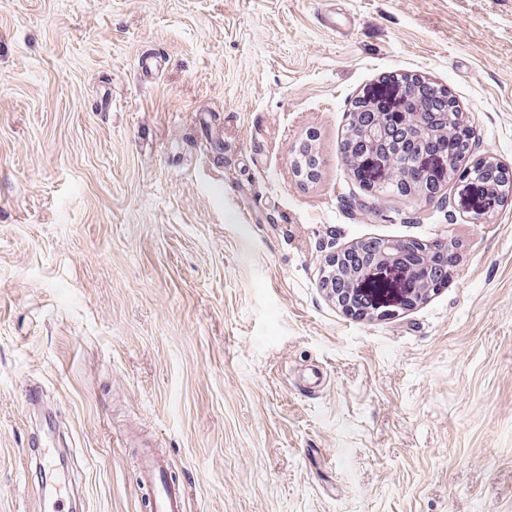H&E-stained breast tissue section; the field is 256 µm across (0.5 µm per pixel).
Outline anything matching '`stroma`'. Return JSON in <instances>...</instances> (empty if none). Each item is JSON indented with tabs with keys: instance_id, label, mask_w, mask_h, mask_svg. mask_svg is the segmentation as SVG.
<instances>
[{
	"instance_id": "1",
	"label": "stroma",
	"mask_w": 512,
	"mask_h": 512,
	"mask_svg": "<svg viewBox=\"0 0 512 512\" xmlns=\"http://www.w3.org/2000/svg\"><path fill=\"white\" fill-rule=\"evenodd\" d=\"M401 75L512 166V0H0V512H41L33 435L71 512H149L141 445L187 512H512V198L476 224L342 159ZM368 239L457 261L361 318L322 277ZM313 136H307L299 146L294 150V154L291 160V166L293 167L297 176H301L308 180L316 178L317 172V161L314 155V148L311 143ZM297 156H301V161Z\"/></svg>"
}]
</instances>
